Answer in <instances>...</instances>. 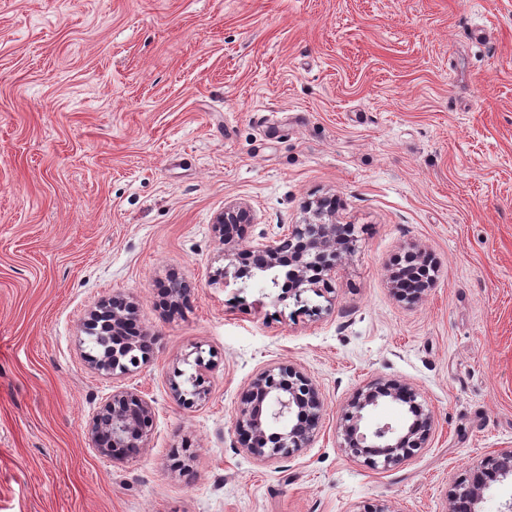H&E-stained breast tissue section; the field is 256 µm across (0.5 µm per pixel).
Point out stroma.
Wrapping results in <instances>:
<instances>
[{"label": "stroma", "instance_id": "35a3bbf8", "mask_svg": "<svg viewBox=\"0 0 512 512\" xmlns=\"http://www.w3.org/2000/svg\"><path fill=\"white\" fill-rule=\"evenodd\" d=\"M486 25L485 39L475 38ZM336 199L356 243L323 294L224 279L247 247ZM253 215L239 247L213 230ZM433 282L410 303L394 263ZM189 285L169 314L165 288ZM136 306L147 363L96 371L85 322ZM207 399L172 390L194 370ZM319 390L308 448L261 461L234 430L262 371ZM374 381L417 392L425 448L347 453ZM146 399V448L89 445L112 393ZM512 448V0H0V512H449ZM252 217L250 211L244 206H229L225 207L224 211L219 213L215 219V228L223 236L224 244H228V228L230 224H249ZM197 357L195 358V365L198 367L196 369L197 376H191L189 378V382L191 383L192 389L191 390H181L179 385L174 386V390L176 393V396L178 397V400L186 406H192L197 401L202 400L206 398L208 395V389L203 386L204 380L201 377V374H199L200 368L206 366H210V360L207 363H204V358L202 357L201 350L197 349Z\"/></svg>", "mask_w": 512, "mask_h": 512}]
</instances>
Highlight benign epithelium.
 <instances>
[{
	"label": "benign epithelium",
	"mask_w": 512,
	"mask_h": 512,
	"mask_svg": "<svg viewBox=\"0 0 512 512\" xmlns=\"http://www.w3.org/2000/svg\"><path fill=\"white\" fill-rule=\"evenodd\" d=\"M252 217L244 206H229L215 219V228L226 236L232 224H249ZM350 224L318 222L293 224L290 232L274 241L260 243L249 250L254 264L266 270L293 267L281 285L279 299L292 297L302 302L307 288L323 279H331L336 264L353 249ZM135 305L122 297H113L90 312L87 325L94 326L110 316L114 344L112 352L92 357L95 368L127 373L148 360L151 345L147 335L130 336L124 327L134 314ZM192 389L174 386L178 400L192 406L206 398L208 389L201 376L189 378ZM417 393L407 384L374 383L350 401L341 413L346 448L373 467L397 465L425 447L431 420L416 402ZM385 404L408 407L407 420L397 428L373 418ZM318 390L302 372L290 365H279L261 372L251 385L234 428L243 445L257 458L272 460L287 457L313 441L321 419ZM151 404L130 391L112 394L97 415L91 429L94 449L103 455L132 457L146 447L153 426ZM512 480V448L500 450L473 467L467 486L457 485L451 494V512H479L483 491L491 481Z\"/></svg>",
	"instance_id": "benign-epithelium-1"
}]
</instances>
